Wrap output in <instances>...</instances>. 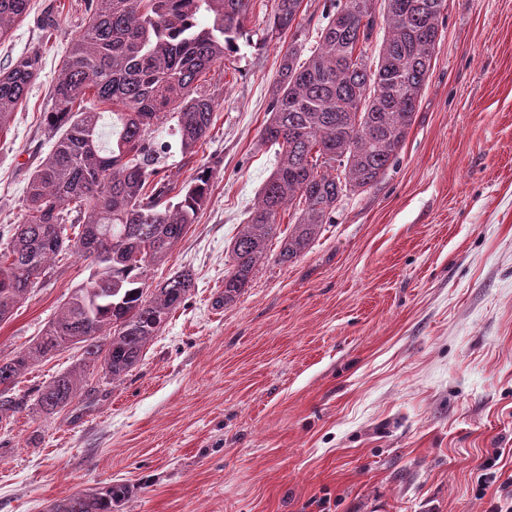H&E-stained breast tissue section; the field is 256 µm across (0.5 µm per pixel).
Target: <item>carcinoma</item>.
<instances>
[{
    "mask_svg": "<svg viewBox=\"0 0 512 512\" xmlns=\"http://www.w3.org/2000/svg\"><path fill=\"white\" fill-rule=\"evenodd\" d=\"M251 0H93L91 17L71 43L52 88L47 125L53 149L31 175L26 214L9 250L0 252V322L40 279L52 258L69 250L90 260V274L71 292L41 336L24 351L0 357V418L19 408L8 387L31 362L74 346L71 370L40 393L53 415L76 397L85 370L115 381L142 359L147 343L194 287L176 271L149 283L207 202L212 171L190 181L157 178L152 127L177 118L181 153L190 157L213 125L215 100L197 85L224 61ZM447 0H384V38L367 55L376 24L374 0H330L327 23L304 60L302 44L281 56L279 80L261 131L278 146L275 166L231 247L224 297L235 302L267 256L277 218L295 208L279 261L299 257L328 223L344 193L372 186L403 148L442 37ZM302 0H274L271 32L290 30ZM30 0H0V42L28 14ZM39 73L35 56L0 69V129ZM110 112L111 143L101 141L104 113L75 112L87 90ZM74 218H69L70 213ZM79 225L71 237L67 224ZM129 494L108 484L56 502L53 512H115Z\"/></svg>",
    "mask_w": 512,
    "mask_h": 512,
    "instance_id": "carcinoma-1",
    "label": "carcinoma"
}]
</instances>
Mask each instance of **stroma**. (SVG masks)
<instances>
[{"mask_svg":"<svg viewBox=\"0 0 512 512\" xmlns=\"http://www.w3.org/2000/svg\"><path fill=\"white\" fill-rule=\"evenodd\" d=\"M329 0H302L298 25L269 26L252 0L235 46L201 82L214 123L183 158L175 118L152 140L163 174L212 170L210 196L172 250L195 286L119 381L86 371L67 411L41 389L67 350L16 381L24 407L0 419V512L106 483L117 512H490L496 458L512 478V0H448L431 75L399 153L377 183L345 194L296 259L278 237L233 304L219 305L229 246L275 164L260 131L282 54L312 44ZM87 0H31L0 43V67L38 56L28 94L0 130V249L25 214L51 149L44 114ZM90 273L63 253L0 323V356L25 350Z\"/></svg>","mask_w":512,"mask_h":512,"instance_id":"35a3bbf8","label":"stroma"}]
</instances>
